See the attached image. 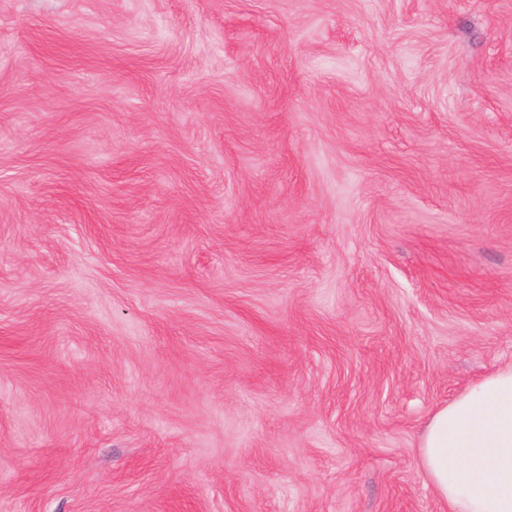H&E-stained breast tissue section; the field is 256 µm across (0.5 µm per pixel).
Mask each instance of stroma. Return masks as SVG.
I'll return each mask as SVG.
<instances>
[{"mask_svg": "<svg viewBox=\"0 0 512 512\" xmlns=\"http://www.w3.org/2000/svg\"><path fill=\"white\" fill-rule=\"evenodd\" d=\"M512 364V0H0V512H439ZM417 459L443 512H512V365L436 410Z\"/></svg>", "mask_w": 512, "mask_h": 512, "instance_id": "1", "label": "stroma"}]
</instances>
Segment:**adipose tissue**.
I'll list each match as a JSON object with an SVG mask.
<instances>
[{
    "label": "adipose tissue",
    "mask_w": 512,
    "mask_h": 512,
    "mask_svg": "<svg viewBox=\"0 0 512 512\" xmlns=\"http://www.w3.org/2000/svg\"><path fill=\"white\" fill-rule=\"evenodd\" d=\"M417 459L443 512H512V365L436 410Z\"/></svg>",
    "instance_id": "ef3b65f1"
}]
</instances>
